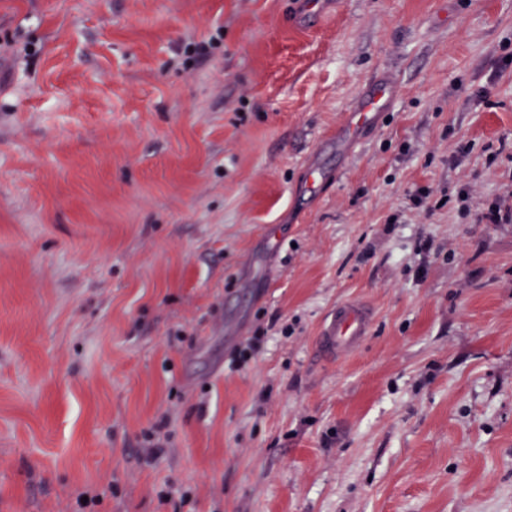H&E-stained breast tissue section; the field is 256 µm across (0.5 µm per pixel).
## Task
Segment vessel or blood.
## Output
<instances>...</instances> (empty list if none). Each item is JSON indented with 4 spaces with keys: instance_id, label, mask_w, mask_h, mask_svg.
I'll use <instances>...</instances> for the list:
<instances>
[{
    "instance_id": "vessel-or-blood-1",
    "label": "vessel or blood",
    "mask_w": 512,
    "mask_h": 512,
    "mask_svg": "<svg viewBox=\"0 0 512 512\" xmlns=\"http://www.w3.org/2000/svg\"><path fill=\"white\" fill-rule=\"evenodd\" d=\"M393 85V80L388 78L371 88L357 111L331 133L337 153L345 156L352 153L361 140V130L372 126L376 114L392 99ZM370 323L371 311L366 305L358 301L343 303L324 324L320 346L330 356L343 357L367 336Z\"/></svg>"
}]
</instances>
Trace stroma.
Masks as SVG:
<instances>
[{
	"label": "stroma",
	"mask_w": 512,
	"mask_h": 512,
	"mask_svg": "<svg viewBox=\"0 0 512 512\" xmlns=\"http://www.w3.org/2000/svg\"><path fill=\"white\" fill-rule=\"evenodd\" d=\"M300 6L0 0V512H512V0ZM394 82L387 77L383 82L369 90L360 107L352 112L348 120L336 126L330 140L336 144V153L348 156L362 140L361 130L374 123L376 114L393 98ZM371 311L361 302H345L336 307L324 324L319 343L325 353L339 359L350 353L368 334Z\"/></svg>",
	"instance_id": "1"
}]
</instances>
